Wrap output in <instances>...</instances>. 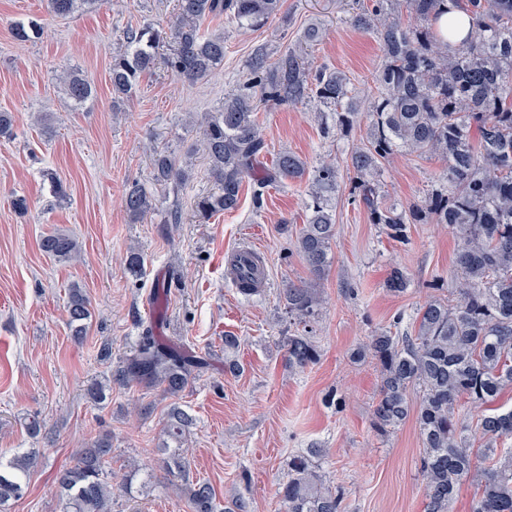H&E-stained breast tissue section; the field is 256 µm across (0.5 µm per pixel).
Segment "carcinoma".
Masks as SVG:
<instances>
[{
    "instance_id": "1",
    "label": "carcinoma",
    "mask_w": 512,
    "mask_h": 512,
    "mask_svg": "<svg viewBox=\"0 0 512 512\" xmlns=\"http://www.w3.org/2000/svg\"><path fill=\"white\" fill-rule=\"evenodd\" d=\"M442 0H369L351 26L374 36L383 59L375 75L377 93L368 111H358L350 78L342 71L312 68L293 50L274 61L253 53L245 80L208 115L203 151L216 191L195 201L200 222L238 209L246 179L254 181L253 199L261 207L265 190L285 179L308 178L306 223L296 234L295 250L305 262L308 280L290 283L280 299L297 324L308 325L321 310L318 289L332 263L336 236L338 169L333 160L313 170L298 155L279 152L263 166L267 145L256 119L257 101L294 108L314 101L349 129L368 121L366 141L354 147L346 167L352 171L353 203L373 224L405 238L415 212L385 203L377 174L405 149L417 156L435 155L446 164L444 182L432 189L428 213L437 224L452 226L458 237V274L446 299H431L416 313L415 332L395 336L375 332L353 352L378 368L380 388L372 409V428L386 435L415 416L423 445L420 473L426 512H450L461 485L477 491L471 512H512V408L495 406L512 389V0H457L472 19V35L452 47L438 37L434 23ZM103 0H48L50 12L67 17ZM284 0H177L166 28L147 23L126 33L124 50L112 56L110 82L114 103L132 96L142 73L157 58L171 75L195 82L224 62V37L207 35L213 18L259 29L279 14ZM407 13L408 19L402 18ZM44 25L36 20L14 28L17 40L38 39ZM68 99L84 105L93 96L90 82L77 74L63 77ZM190 173L182 161L153 149V185L182 186ZM148 186L127 185L124 207L130 221H142L156 209ZM41 250L58 262H72L81 246L72 236L52 232ZM404 270L393 268L386 287L407 289ZM67 325L72 335L85 333L90 301L82 288L69 289ZM288 361L300 368L314 363L317 345L304 334L288 337ZM204 362L160 340L151 332L122 361L113 382H94L88 397L101 403L112 383L146 385L178 396ZM417 391L418 400L411 398ZM483 409L476 421L460 416L461 405ZM193 418L173 404L166 433L180 444ZM168 471L184 469L183 449L167 447ZM112 454L109 435L76 451L73 464L56 475L62 512H112V486L104 465ZM34 463L30 454L0 466V505L24 492V477ZM280 496L286 512H348L344 494L322 484L310 455H297ZM191 512H249L238 498L221 508L213 487L204 481L187 486Z\"/></svg>"
}]
</instances>
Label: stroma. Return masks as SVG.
Masks as SVG:
<instances>
[{
  "mask_svg": "<svg viewBox=\"0 0 512 512\" xmlns=\"http://www.w3.org/2000/svg\"><path fill=\"white\" fill-rule=\"evenodd\" d=\"M46 3L0 0V112L14 120L13 137L0 138V458L30 451L38 456L23 496L0 512H60L57 472L76 449L105 433L112 436L107 477L141 486L133 496L115 492L112 512H191L182 490L187 480L209 482L220 503L242 498L249 512H283L277 491L288 478V463L309 451L326 485L344 491L349 512H425L415 423L406 421L386 436L372 430L378 372L351 353L376 331L412 332L418 308L448 295L457 238L426 211L444 163L402 150L383 165L386 203L419 212L400 242L383 225L370 223L349 195L344 163L365 126L333 130L330 113L312 104L259 108L269 154L287 150L312 167L326 158L341 166L334 261L320 283L323 307L310 326L319 357L304 368L288 363L285 342L295 328L280 290L308 277L290 252L305 220L307 182L269 188L259 208L251 185H244L239 208L206 224L191 208L195 197L214 188L200 148L201 121L238 89L255 48L272 60L297 48L312 66L344 71L360 108H368L382 51L375 37L349 23L364 0H286L282 12L257 30L208 20L206 32L224 37L222 65L190 83L156 64L118 105L109 68L124 31L147 22L166 25L175 0H104L65 18L48 16ZM31 19L43 21L44 36L15 40L14 25ZM313 26L319 41L301 46L299 34ZM69 71L80 72L94 89L78 109L60 80ZM45 121L52 136L42 133ZM154 146L191 158L193 176L185 186L156 190V214L134 224L122 197L128 183L150 182ZM47 169L66 186V198L53 193L43 175ZM18 197L26 210L14 207ZM173 207L181 212L180 223H162ZM57 229L79 239L77 261L61 264L41 250L43 236ZM244 243L259 249L269 275L268 288L255 296L224 278L225 253ZM132 250L145 258L139 278L125 266ZM396 266L410 280L399 295L384 286ZM161 276L170 287L156 302L151 295ZM74 283L92 308L80 343L71 339L65 320ZM153 322L166 343L207 362L176 401L194 419L186 436L185 480L163 463L173 401L159 389L116 385L99 405L87 396L88 386L110 378ZM228 334L237 339L231 351L224 348ZM228 358L238 371H225ZM34 414L44 423L36 438L25 428Z\"/></svg>",
  "mask_w": 512,
  "mask_h": 512,
  "instance_id": "obj_1",
  "label": "stroma"
}]
</instances>
